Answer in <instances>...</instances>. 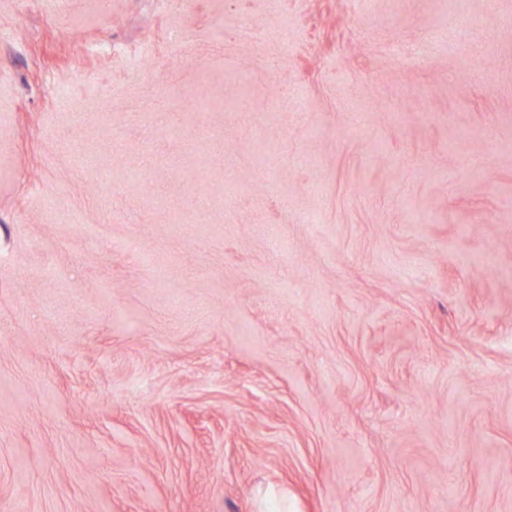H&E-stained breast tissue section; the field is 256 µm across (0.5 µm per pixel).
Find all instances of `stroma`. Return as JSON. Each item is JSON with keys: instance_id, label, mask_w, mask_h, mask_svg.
Returning a JSON list of instances; mask_svg holds the SVG:
<instances>
[{"instance_id": "obj_1", "label": "stroma", "mask_w": 512, "mask_h": 512, "mask_svg": "<svg viewBox=\"0 0 512 512\" xmlns=\"http://www.w3.org/2000/svg\"><path fill=\"white\" fill-rule=\"evenodd\" d=\"M462 6L406 60L448 0H0V512H512V0Z\"/></svg>"}]
</instances>
